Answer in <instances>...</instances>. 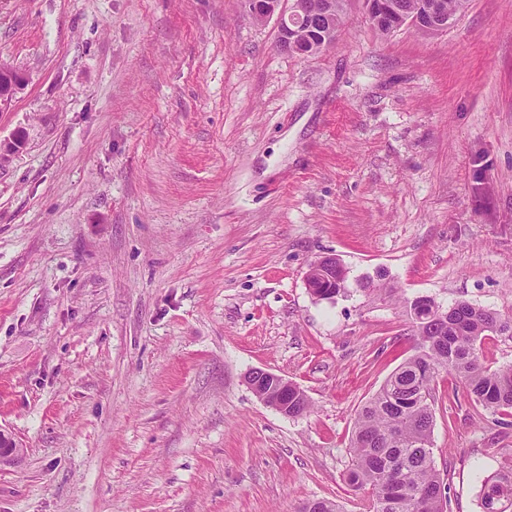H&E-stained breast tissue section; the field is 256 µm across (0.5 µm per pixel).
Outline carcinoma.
<instances>
[{
	"label": "carcinoma",
	"instance_id": "1",
	"mask_svg": "<svg viewBox=\"0 0 512 512\" xmlns=\"http://www.w3.org/2000/svg\"><path fill=\"white\" fill-rule=\"evenodd\" d=\"M336 17L326 16V0H311L314 16L303 39L319 43L330 28L344 23L343 0H335ZM425 0H396L403 16L420 24ZM429 300L410 304L414 354L385 380L358 412L352 436L353 465L346 479L371 495L372 512H448V486L436 468L432 448L435 383L446 373L467 390L473 401L494 415L512 416V365L491 367L482 356V345L493 336L512 334V320L483 307L459 302L439 313ZM288 414L310 412L304 395L288 390ZM483 512L512 509V459L481 484ZM299 512H341L327 499L305 502Z\"/></svg>",
	"mask_w": 512,
	"mask_h": 512
}]
</instances>
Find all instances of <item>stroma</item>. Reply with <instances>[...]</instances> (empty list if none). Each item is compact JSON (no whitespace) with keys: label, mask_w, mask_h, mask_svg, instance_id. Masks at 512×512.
<instances>
[{"label":"stroma","mask_w":512,"mask_h":512,"mask_svg":"<svg viewBox=\"0 0 512 512\" xmlns=\"http://www.w3.org/2000/svg\"><path fill=\"white\" fill-rule=\"evenodd\" d=\"M277 46L244 0H0V512H297L338 501L409 305L512 317V0ZM336 256L330 300L306 284ZM254 369L310 414L263 404ZM436 382L451 512L512 426ZM24 81L17 71L0 62V106L7 104L12 99L16 90ZM335 269L336 271V279L333 280L330 270ZM307 279V285L312 291L311 288H317V284L322 283L325 284L327 280H330L332 283L335 282V288L329 287L323 289L321 292V296L328 298L327 296H330L333 294L330 288H334L336 290V295L340 292L342 288V284L345 279V271L343 268H339L336 270V257L334 256H325L321 257L320 259L314 261L306 274ZM260 371V372H259ZM254 371L248 375L247 383L254 394L267 406L287 415H303L310 412L311 402L301 393L288 389V379L267 371ZM260 374L265 382L270 381L275 389L265 390L254 376ZM294 385V384H292ZM288 404L290 406L288 407Z\"/></svg>","instance_id":"obj_1"}]
</instances>
